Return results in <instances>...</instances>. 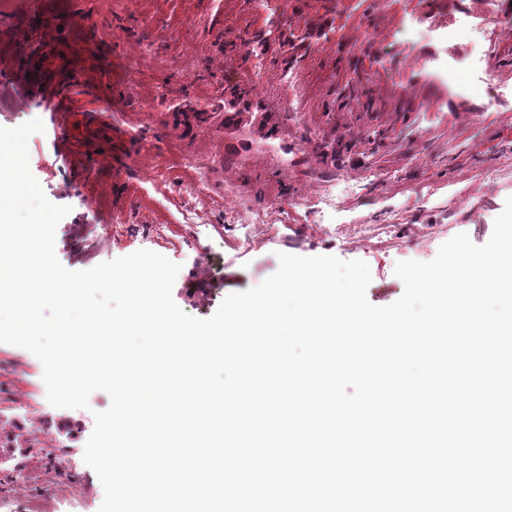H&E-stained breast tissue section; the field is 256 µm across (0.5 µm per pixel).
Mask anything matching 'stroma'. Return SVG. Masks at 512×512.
<instances>
[{
  "instance_id": "1",
  "label": "stroma",
  "mask_w": 512,
  "mask_h": 512,
  "mask_svg": "<svg viewBox=\"0 0 512 512\" xmlns=\"http://www.w3.org/2000/svg\"><path fill=\"white\" fill-rule=\"evenodd\" d=\"M57 2L73 24L49 39L47 0H0V20L34 18L28 37L41 45L35 55L28 44L0 46V65L38 64L64 90L85 76L107 81L119 64L126 80L111 108L71 139L93 159L125 135L133 153L124 177L102 166L81 180L52 145L68 113L18 106L15 87L0 78V127L44 125L28 140L29 166L47 199L70 209L55 235L68 270L156 252L181 266L174 302L205 319L229 294L272 275L279 254L332 255L367 263V298L386 306L403 293L397 262L432 260L460 233L486 243L512 196V30H486L482 0ZM411 19L430 37L403 38ZM492 37L504 49L467 84L442 76L437 59ZM313 75L318 90L289 103V80ZM162 167L168 176L155 179ZM198 174L208 192H187ZM334 178L362 186L337 195L341 224L313 206L320 184ZM228 184L246 230L227 221ZM389 213L395 227L384 239L377 228ZM0 369L16 376L0 381V401L17 399L0 415L28 431L48 426L63 444L59 463L81 501L53 512H98L104 491L83 453L108 395L86 409L53 407L39 359L9 344H0ZM35 401L36 417L26 410Z\"/></svg>"
}]
</instances>
